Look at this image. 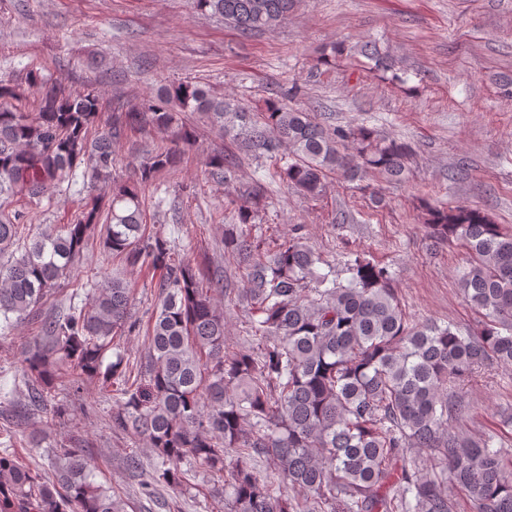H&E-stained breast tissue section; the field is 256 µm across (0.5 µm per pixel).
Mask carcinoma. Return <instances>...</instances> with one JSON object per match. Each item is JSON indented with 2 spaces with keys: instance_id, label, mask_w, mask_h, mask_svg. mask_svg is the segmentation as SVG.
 I'll list each match as a JSON object with an SVG mask.
<instances>
[{
  "instance_id": "1",
  "label": "carcinoma",
  "mask_w": 512,
  "mask_h": 512,
  "mask_svg": "<svg viewBox=\"0 0 512 512\" xmlns=\"http://www.w3.org/2000/svg\"><path fill=\"white\" fill-rule=\"evenodd\" d=\"M244 35L282 24L296 0H195ZM338 57L373 72H397L377 42L339 41L321 63ZM294 83L258 106L218 96L198 82L179 83L139 106L113 110L101 122L99 95L44 86L35 111L0 80V334L25 321L39 332L18 361L14 380L28 390L29 414L71 389L116 388L112 430L145 441L151 485L184 489L193 465L221 482L229 512H512V453L496 436L455 429L467 404L461 390L496 366H512V233L477 207L422 203L423 223L438 243L468 250L457 273L465 300L482 316L478 331L436 321H409L388 267L365 253L342 254L341 272L307 241L255 233L266 188L255 180L222 244L245 268L240 284L213 268L208 255L177 254L173 242L147 232L143 187L174 167L193 132L191 112L241 140L267 170L318 199L327 180H361L376 172L393 182L409 174L411 146L365 125L326 127L313 109L294 104ZM150 126L167 135L136 180L112 179V143ZM85 167L104 188L71 224H45L31 237L27 206L39 204ZM211 179L229 184L224 152L208 161ZM99 236L126 265L151 273L155 316L145 329L148 357L136 378L115 340L136 330L133 289L114 276L95 283L89 302L73 290L68 306L44 316V300L80 263ZM326 266L328 272L318 271ZM222 295L242 308L252 343L226 351ZM112 351L115 361L104 364ZM54 480L44 481L0 448V512H126L112 487L94 480L79 448L46 450ZM268 461L257 467V458Z\"/></svg>"
}]
</instances>
